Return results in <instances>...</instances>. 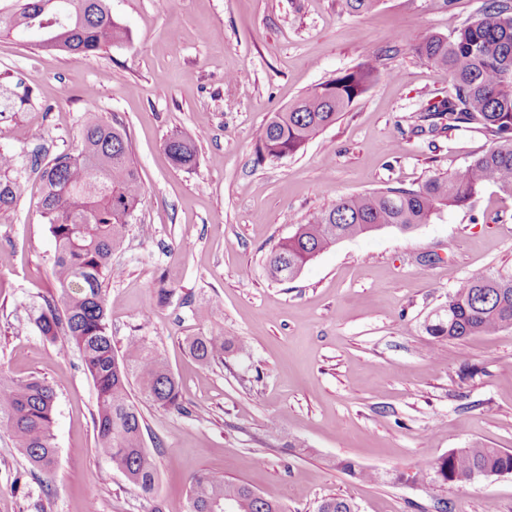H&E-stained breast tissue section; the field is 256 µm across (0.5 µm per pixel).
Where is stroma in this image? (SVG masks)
Returning a JSON list of instances; mask_svg holds the SVG:
<instances>
[{
  "instance_id": "1",
  "label": "stroma",
  "mask_w": 512,
  "mask_h": 512,
  "mask_svg": "<svg viewBox=\"0 0 512 512\" xmlns=\"http://www.w3.org/2000/svg\"><path fill=\"white\" fill-rule=\"evenodd\" d=\"M480 4L380 0L350 15L340 0H112L128 38L86 58L0 35V72L33 90L25 111L0 114V150L51 159L78 146L88 112L127 131L145 195L112 254L108 322L116 348L132 336L158 348L184 406L139 405L152 494L97 453L95 384L78 351L33 322L53 287L55 242L42 184L22 174L0 215V369L54 387L58 461L53 474L33 470L0 436V512H189L201 474L245 483L284 512H317L334 495L357 512H512V474L461 489L395 479L474 444L512 450V328L463 341L425 331L474 270H512V196L487 185L470 208L412 231L341 241L291 280L266 264L336 199L463 171L489 147L477 131L458 132L453 153L443 139L407 138L449 76L399 40L452 36ZM369 58L376 78L335 124L296 154L256 163L275 112ZM176 133L194 142L192 168L166 152ZM211 335L235 347L203 364L187 341ZM340 459L375 481L337 470Z\"/></svg>"
}]
</instances>
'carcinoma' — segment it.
I'll use <instances>...</instances> for the list:
<instances>
[{
  "label": "carcinoma",
  "mask_w": 512,
  "mask_h": 512,
  "mask_svg": "<svg viewBox=\"0 0 512 512\" xmlns=\"http://www.w3.org/2000/svg\"><path fill=\"white\" fill-rule=\"evenodd\" d=\"M379 0H343L348 14L373 9ZM36 34L35 46L90 57L105 46L120 43L126 30L112 19L109 0H0V33ZM404 42L421 58L448 70L451 87L435 103L422 105L408 127L420 138H445L453 151L452 133L475 125L492 140L461 173H435L416 188H392L344 197L328 210L296 225L286 241L270 252L268 270L277 280L291 279L307 262L338 242L382 228L410 230L429 223L438 213L471 206L485 186L493 184L512 196V0H483L479 17L453 36L429 35ZM375 77L371 63L347 70L308 91L288 108L274 113L261 130V159H280L299 151L316 134L336 123L339 115L365 93ZM0 90L12 93L11 111L32 102L30 87L0 73ZM165 148L178 166L195 161V148L186 135L170 138ZM34 151L30 170L44 186L40 206L56 242L52 267L55 293L43 297L35 318L47 339L74 345L98 392L93 416L97 452L144 494L153 492L156 467L143 443L144 419L131 394L136 383L141 398L164 410L182 409L181 387L161 354L139 336L123 350L112 344L103 283L114 274L112 252L144 196L133 166L126 130L105 123L95 112L86 114L81 144L42 162ZM24 165L10 152H0V213L10 211L17 196V175ZM512 327V272L470 274L448 295V301L425 325L434 339L465 340ZM190 353L203 363L224 361L228 348L222 336H197L188 341ZM55 391L44 379L17 380L0 370V433L39 471L56 467L53 445ZM512 467V452L479 444L423 464L406 482L426 473L443 485H462L475 474ZM336 468L361 480L374 473L348 460ZM239 500V512H281L278 502L244 483L208 475L190 488V512H220L224 498ZM318 512H356L346 498L323 499Z\"/></svg>",
  "instance_id": "cac0c4a2"
}]
</instances>
